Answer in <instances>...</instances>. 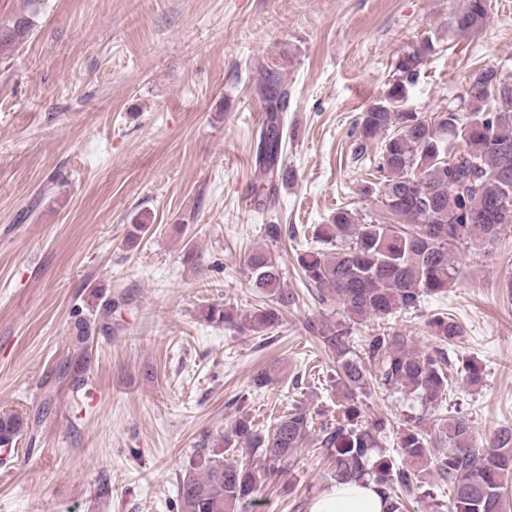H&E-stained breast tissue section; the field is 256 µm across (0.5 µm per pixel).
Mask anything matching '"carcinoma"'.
Listing matches in <instances>:
<instances>
[{
  "label": "carcinoma",
  "mask_w": 512,
  "mask_h": 512,
  "mask_svg": "<svg viewBox=\"0 0 512 512\" xmlns=\"http://www.w3.org/2000/svg\"><path fill=\"white\" fill-rule=\"evenodd\" d=\"M491 0H463L448 19V41L484 29ZM29 20L20 17L0 29V46L25 40ZM437 53L425 38L397 58L382 96L373 100L355 122L360 146L388 133L377 160L380 178L362 188L378 195L384 208L400 218L397 224H363L342 207L322 225L318 236L334 248L296 254L310 294L319 304H339L348 321L311 318L306 330L336 362L334 381L343 398V418L315 427L313 414L302 404L262 429L246 413L233 419L221 443L203 437L196 455L177 486V512H252L257 495L289 475L297 453L311 436L327 459L324 479L347 484L368 479L389 504V512H407L403 493L425 487L428 477L449 488L446 502L435 512H505L503 477L512 475V428L496 430L488 445L473 447L474 429L463 415L434 420L448 452L431 458L422 419L410 416L399 433L395 462L378 448V425L363 420L362 397L371 390L416 393L438 410L448 390L449 361L441 348L421 350L403 336L372 335L363 344L351 340L350 323L370 316L386 317L415 310L426 297L446 295L457 283L452 260L459 246L491 243L512 224V74L496 68L477 72L466 108L448 107L428 116L404 108L409 92L428 57ZM267 112L255 155L261 175L256 195L272 202L278 185L294 177L282 164L288 86L275 76L260 85ZM244 267L254 293L265 298L246 318L247 330L260 335L279 324L281 309L297 304L272 251L249 249ZM78 349L63 376L80 388L92 363L91 319L72 313ZM202 317L233 324V312L221 303L205 306ZM431 336L453 344L462 336L455 319L435 314L427 321ZM257 389L278 381L275 370L261 368L251 377ZM40 421L14 412L0 413V450L14 448L19 438ZM249 450L246 461L227 459L232 448Z\"/></svg>",
  "instance_id": "carcinoma-1"
}]
</instances>
